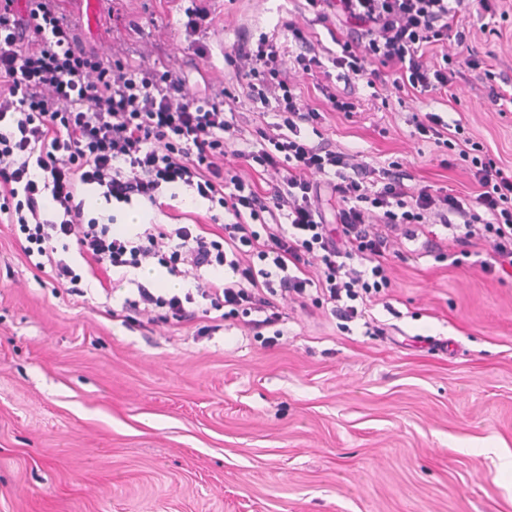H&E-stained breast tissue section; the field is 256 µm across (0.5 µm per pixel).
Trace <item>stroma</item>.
I'll return each mask as SVG.
<instances>
[{
	"instance_id": "obj_1",
	"label": "stroma",
	"mask_w": 512,
	"mask_h": 512,
	"mask_svg": "<svg viewBox=\"0 0 512 512\" xmlns=\"http://www.w3.org/2000/svg\"><path fill=\"white\" fill-rule=\"evenodd\" d=\"M197 4L207 16L193 32L183 0H123L115 27L107 0L92 11L61 0L105 58L164 60L192 96L201 72L223 77L238 97L229 149L274 120L254 112L225 60L241 37L275 36L289 80L322 107L316 77L293 59L329 55L344 26L313 24L305 0ZM465 22L473 51L495 55L512 81V27ZM106 25L112 37L98 42ZM348 91L356 114L302 125L311 143L471 193L469 174L413 134V113L436 112L512 165V111L490 104L482 70L422 96L386 86L376 100L362 81ZM161 199L142 206L144 223L220 232L188 188ZM24 243L0 223V512H512V276L487 277L469 257L449 265L439 245L415 250L399 235L370 326L345 330L330 305L291 303L270 343L239 320L209 330L202 300L178 325L123 324L110 311L140 271L111 272L108 296L69 249L78 296L37 270Z\"/></svg>"
}]
</instances>
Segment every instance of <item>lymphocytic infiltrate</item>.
Returning <instances> with one entry per match:
<instances>
[{"label": "lymphocytic infiltrate", "instance_id": "lymphocytic-infiltrate-1", "mask_svg": "<svg viewBox=\"0 0 512 512\" xmlns=\"http://www.w3.org/2000/svg\"><path fill=\"white\" fill-rule=\"evenodd\" d=\"M316 21L336 10L357 29L336 38L329 62L297 55L304 72L332 64L344 82L379 89L389 70L397 89L425 94L448 87L461 69L482 70L492 105H512L496 87L492 65L467 49L463 15L512 19L504 0H306ZM456 45L449 53L448 45ZM247 96L275 105L271 129L240 150L256 173L274 177L270 196L226 163V136L235 124L224 113L227 89L192 98L164 62L150 67L108 61L87 48L77 25L56 0H0V217L17 226L36 269L78 287L79 273L57 255V242L75 240L90 266L104 270L160 266L189 276L195 293L161 295L136 283L120 317L164 310L175 323L195 318V298L224 303L228 317L245 315L254 332L282 318L279 299L323 298L343 321L364 318L391 286L386 260L392 235L407 224L438 218L457 248L487 245L480 262L492 275L512 269V165L496 160L461 122L433 112L412 117L416 132L445 147L472 176L473 195L431 191L408 182L398 162L378 169L311 144L301 127L323 115L306 103L282 70L269 37L242 41L227 53ZM339 202L335 223L321 209V183ZM182 184L224 209L219 238L198 224H148L131 236L85 219L84 186L105 200L158 206L163 187ZM220 268L219 281L205 279Z\"/></svg>", "mask_w": 512, "mask_h": 512}]
</instances>
